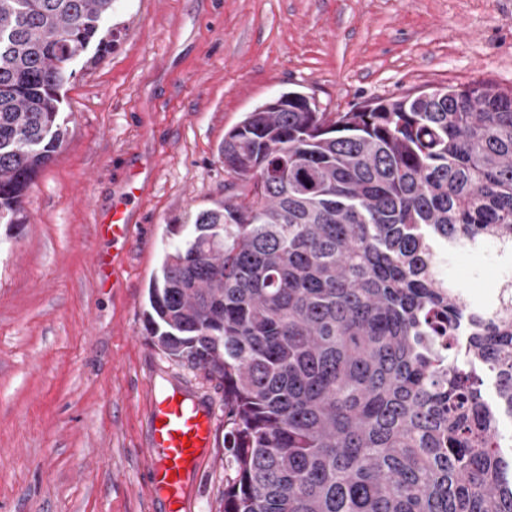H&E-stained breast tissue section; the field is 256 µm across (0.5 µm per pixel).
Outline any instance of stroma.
<instances>
[{
  "label": "stroma",
  "mask_w": 512,
  "mask_h": 512,
  "mask_svg": "<svg viewBox=\"0 0 512 512\" xmlns=\"http://www.w3.org/2000/svg\"><path fill=\"white\" fill-rule=\"evenodd\" d=\"M119 41L64 88L67 142L0 227V512H162L146 467V405L172 389L207 404L213 440L190 512H223L224 386L148 339L149 281L168 224L244 182L224 169L226 131L282 93L328 112L448 84L512 87V0H116ZM153 173L137 235L112 250L95 219L134 168ZM475 295L492 257L452 252Z\"/></svg>",
  "instance_id": "stroma-1"
}]
</instances>
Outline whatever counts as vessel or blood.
I'll use <instances>...</instances> for the list:
<instances>
[{
    "label": "vessel or blood",
    "instance_id": "1",
    "mask_svg": "<svg viewBox=\"0 0 512 512\" xmlns=\"http://www.w3.org/2000/svg\"><path fill=\"white\" fill-rule=\"evenodd\" d=\"M142 194L139 180L126 184L112 211L101 217V233L111 235L114 250L126 247L132 235L135 203ZM147 467L165 512H187L190 482L210 448L213 422L210 410L184 392L174 390L150 404Z\"/></svg>",
    "mask_w": 512,
    "mask_h": 512
}]
</instances>
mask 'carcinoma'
Wrapping results in <instances>:
<instances>
[{
	"label": "carcinoma",
	"instance_id": "obj_1",
	"mask_svg": "<svg viewBox=\"0 0 512 512\" xmlns=\"http://www.w3.org/2000/svg\"><path fill=\"white\" fill-rule=\"evenodd\" d=\"M115 0H0V225L64 147L61 90ZM249 184L194 214L146 330L224 383V512H512V315L440 277L512 245V89L447 86L325 112L283 93L224 133ZM495 378L499 403L484 399Z\"/></svg>",
	"mask_w": 512,
	"mask_h": 512
}]
</instances>
